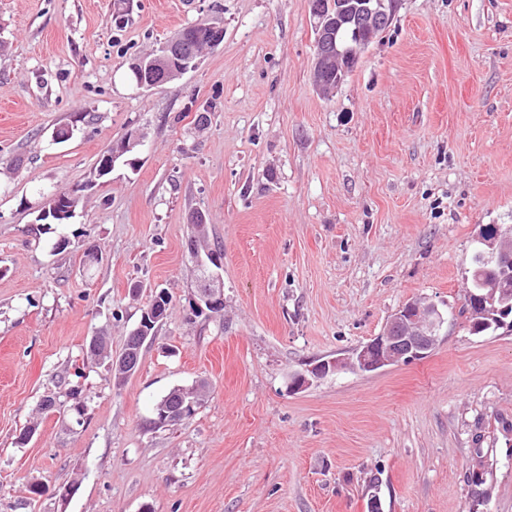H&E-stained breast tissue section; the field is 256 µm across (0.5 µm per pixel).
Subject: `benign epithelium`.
<instances>
[{"label": "benign epithelium", "instance_id": "obj_1", "mask_svg": "<svg viewBox=\"0 0 512 512\" xmlns=\"http://www.w3.org/2000/svg\"><path fill=\"white\" fill-rule=\"evenodd\" d=\"M397 0H361L351 15L356 29L367 27H386L394 16ZM310 14L314 20L316 32V58L312 73L313 83L321 90L339 86L347 77V67L343 65L346 56L360 52L370 44L368 40L359 39L352 48H344L337 43L339 25L334 17L323 10L320 0H309ZM195 45L179 36L161 47L160 52L146 62V70L158 71L161 79L171 81L194 69L198 63ZM336 66V79L327 83L322 73L330 66ZM143 142L140 134H129L123 142L112 147L95 168L99 179L112 172L115 163L127 152L134 150ZM79 189L71 188L53 192L48 203L41 209L40 216H64L74 210L79 202ZM195 232L189 241L193 256L198 260L202 270L200 286L193 302L197 313L209 311L220 313L224 309V282L220 273L222 263L214 258L208 250H202L198 241L205 234V224L200 218L194 222ZM498 234L487 241L488 249L481 252V259L486 264H499L509 258L508 249L502 245V237L512 234L509 227L497 226ZM170 297L164 290L152 295L149 306L143 311L139 326L131 332L136 338L133 345L127 347L125 358L118 361L109 360V367H122L132 374L139 365L141 348L150 338L151 329L156 321L167 313ZM445 318L438 306L429 300L410 301L398 309L383 327L382 331L364 345L356 348L345 357H336L310 363L300 371L289 376L288 389L298 392L311 386L314 381L333 372L349 369L359 372H376L386 367L426 357L435 347ZM205 386L197 383L180 393L178 404L162 409L152 418L156 427L177 424L194 416L203 403ZM487 469L477 466L468 471V480L475 494V505L488 501L489 493L485 488Z\"/></svg>", "mask_w": 512, "mask_h": 512}]
</instances>
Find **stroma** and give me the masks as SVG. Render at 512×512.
I'll return each mask as SVG.
<instances>
[{
	"label": "stroma",
	"mask_w": 512,
	"mask_h": 512,
	"mask_svg": "<svg viewBox=\"0 0 512 512\" xmlns=\"http://www.w3.org/2000/svg\"><path fill=\"white\" fill-rule=\"evenodd\" d=\"M191 25L223 43L138 88L131 64ZM314 63L307 0H0V512H368L373 477L383 512H470L479 458L512 512V333L457 317L483 226H512V0H399L338 88ZM72 187L73 218L41 223ZM198 214L220 316L189 310ZM160 289L115 382L87 346L119 356ZM423 297L450 316L426 358L289 392ZM199 381L192 418L150 427ZM143 142V137L140 134L130 133L120 145L113 146L112 150L106 153L105 151L101 156L99 165L95 168V176L99 179L103 178L105 174L111 173L115 166V163L127 152L133 151L135 148L140 146ZM79 189L71 188L53 192L38 217L64 216L74 210L79 202ZM169 302L170 297L165 290L155 292L152 295L149 306L142 313L139 326L130 334V336H134L137 341H134L132 346L127 347L124 356L125 358H123V360H109V367L111 370L113 367L115 368L122 366V368L127 371V374H132L136 371L139 365V355L141 348L147 339L153 337L150 336L151 329L154 330L156 324L160 322L159 321L156 323V321L166 315Z\"/></svg>",
	"instance_id": "obj_1"
}]
</instances>
